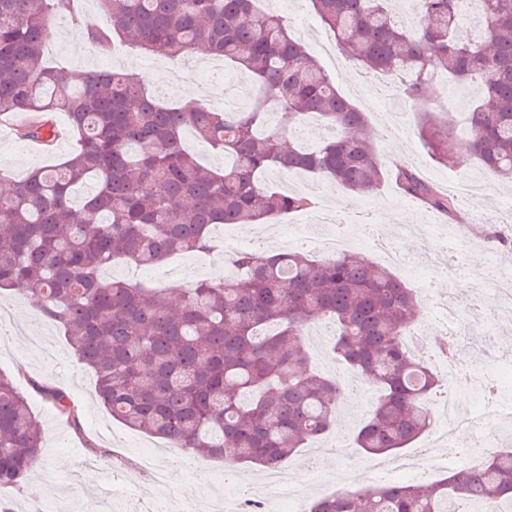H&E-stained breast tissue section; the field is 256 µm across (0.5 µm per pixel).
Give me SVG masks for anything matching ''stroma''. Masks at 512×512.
<instances>
[{"label":"stroma","instance_id":"obj_1","mask_svg":"<svg viewBox=\"0 0 512 512\" xmlns=\"http://www.w3.org/2000/svg\"><path fill=\"white\" fill-rule=\"evenodd\" d=\"M79 5L77 13L64 11L59 14V22L45 43V57L52 65L69 71L98 68L135 71L144 76L150 94L165 103L183 105L189 103L191 96L200 95L211 104L221 95L223 77L220 71L196 73L199 59L195 56L172 60L128 47L124 48L119 60L90 47L83 53H75L71 42L81 37L87 17H94L97 27L110 25L98 0H79ZM283 15L290 24L304 29V43L341 94L355 104H362L359 90L368 80L373 84V94L379 105L403 103L404 98L393 82L369 79L340 53L329 30L315 17L309 0H297L294 6L284 10ZM365 116L379 133L376 147L387 168L412 163L423 178L446 186L453 185L461 177L490 181V173L474 159L457 163L451 170L436 163L418 134L415 113H403L408 134L401 139L385 133L386 116L380 110L366 111ZM72 147V141L65 139L56 144L52 153L37 154L31 146L17 140L9 126L0 125V166L14 175L47 164L51 158L66 157ZM302 180L309 186L320 187L322 204L351 222L353 250L364 253L378 264L383 261L382 255L367 244L366 233L356 223L360 215L372 214L378 224L388 230L407 222L420 228V235L397 241L401 250L415 255L426 245L424 233L449 222L447 215L404 196L387 180L372 193L362 196L345 192L331 183H318L308 174L303 175ZM511 193L512 187L492 184L484 193L465 197L462 208L469 217L468 239L453 252L458 273L449 275L447 266L437 264L408 279V286L414 289L425 285L432 287L434 297L469 311L473 295L484 292L485 287L473 281L467 270L489 235L487 217H494L500 223L512 218L504 209ZM220 268L218 262L186 253L153 270L117 262L110 271L131 283L174 288L213 278ZM27 301V296L12 291L0 293V372L20 378V388L45 430L43 460L39 466L41 479L28 482L14 493V512H36L40 507L47 508L48 512H89L102 501L107 491L121 499L122 512H143L144 495L154 489L152 469L165 471L173 466L180 467L182 474L179 480L167 481L168 496L193 492L202 499L210 496L232 499L260 486L264 489L269 512H297L298 504L308 505L316 498L335 492L350 477H359L365 485L424 483L442 479L451 469L470 460L474 447L471 433L455 438L450 445L434 443L430 435L425 434L401 452L402 457L419 461V468L396 472L372 469L370 457L353 447L354 433L369 416L375 400L373 388L367 385L354 391L348 404L343 405L333 429L321 439L322 444L342 447V454L318 457L309 448L299 449L290 461L286 479L279 484L262 486V470L258 467L222 458L191 460L182 452L166 453L160 440L113 420L99 405L94 396L93 376L77 362L62 330L41 313H27ZM39 383L57 386L69 393L79 408L84 437H77L54 406L36 392L35 386ZM97 446L110 449L111 458L104 462L96 460L93 449ZM63 458L69 462L64 470L58 466Z\"/></svg>","mask_w":512,"mask_h":512}]
</instances>
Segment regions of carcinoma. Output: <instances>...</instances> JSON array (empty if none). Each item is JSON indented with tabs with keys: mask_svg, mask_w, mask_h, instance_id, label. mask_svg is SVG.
Listing matches in <instances>:
<instances>
[{
	"mask_svg": "<svg viewBox=\"0 0 512 512\" xmlns=\"http://www.w3.org/2000/svg\"><path fill=\"white\" fill-rule=\"evenodd\" d=\"M111 27L91 33L100 51L113 38L171 59L210 55L251 78L245 107H173L123 69L60 72L44 45L69 0H0V120L17 139L46 145L53 114L68 118L73 152L21 179L0 169V290L42 301L77 361L95 379L112 418L201 458L283 467L326 434L348 393L313 370L304 330L336 322V362L380 395L359 428L368 455L395 454L433 424L436 367L407 331L417 293L389 268L355 251L314 259L298 248L262 247L235 256V273L169 293L102 270L115 261L154 267L183 253L214 254L224 224L263 223L309 209L307 195L261 181L275 168L300 170L358 195L392 178L403 193L450 217L458 200L409 166L389 170L365 113L340 94L288 21L258 0H98ZM337 49L392 81L422 116L420 136L447 168L448 123L424 110L435 75L478 86L465 119L468 152L512 181V0H475L474 38L462 41L460 0H415L416 21L397 23L391 0H310ZM314 123L313 144L293 136ZM224 156L199 164L184 128ZM77 434L78 407L62 388L31 382ZM43 431L17 380L0 373V512L42 456ZM512 502V448L424 487L384 484L338 491L309 512H486Z\"/></svg>",
	"mask_w": 512,
	"mask_h": 512,
	"instance_id": "1",
	"label": "carcinoma"
}]
</instances>
